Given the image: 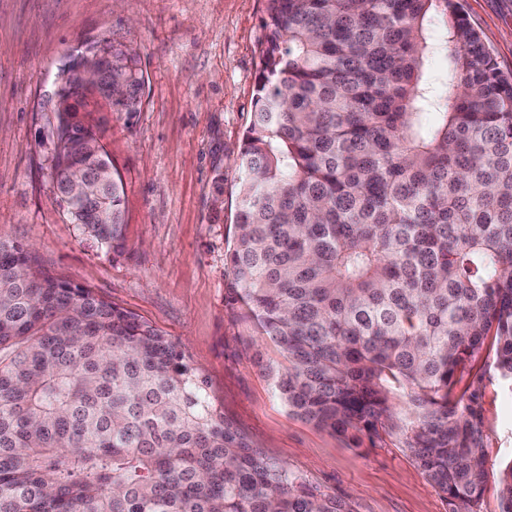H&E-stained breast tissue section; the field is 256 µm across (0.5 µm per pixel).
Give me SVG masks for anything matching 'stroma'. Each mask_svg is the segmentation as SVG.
I'll use <instances>...</instances> for the list:
<instances>
[{
	"label": "stroma",
	"instance_id": "stroma-1",
	"mask_svg": "<svg viewBox=\"0 0 512 512\" xmlns=\"http://www.w3.org/2000/svg\"><path fill=\"white\" fill-rule=\"evenodd\" d=\"M499 69L512 75V0H461ZM266 0H0V237L39 266L150 321L198 365L208 393L267 457L355 512H448L406 452L408 399L395 429L353 442L291 415L270 370L282 353L230 300L225 252L238 208V161L255 110ZM135 52L134 112L94 119L124 186L121 248L70 223L51 192L54 80L88 40ZM464 384L481 415L490 477L512 460V394L491 354Z\"/></svg>",
	"mask_w": 512,
	"mask_h": 512
}]
</instances>
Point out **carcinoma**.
Segmentation results:
<instances>
[{
    "instance_id": "carcinoma-1",
    "label": "carcinoma",
    "mask_w": 512,
    "mask_h": 512,
    "mask_svg": "<svg viewBox=\"0 0 512 512\" xmlns=\"http://www.w3.org/2000/svg\"><path fill=\"white\" fill-rule=\"evenodd\" d=\"M255 112L225 254L231 301L287 361L292 414L357 442L409 390L406 451L448 512L487 469L466 364L512 391V76L459 0H266ZM137 111V54L94 42ZM104 87L55 92L52 192L100 244L122 181L94 124ZM77 170L100 181L71 196ZM512 512V461L497 479ZM0 512H354L252 447L180 346L0 240Z\"/></svg>"
}]
</instances>
